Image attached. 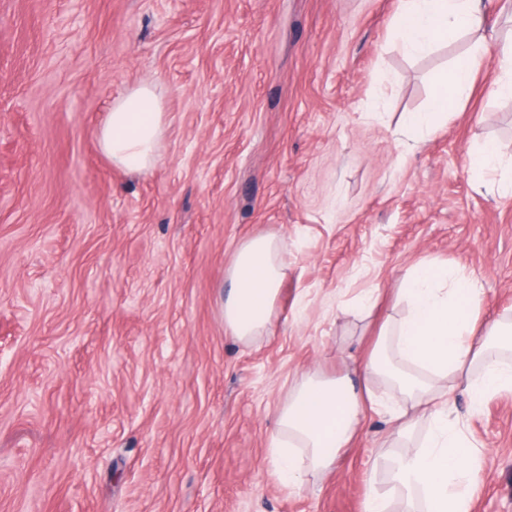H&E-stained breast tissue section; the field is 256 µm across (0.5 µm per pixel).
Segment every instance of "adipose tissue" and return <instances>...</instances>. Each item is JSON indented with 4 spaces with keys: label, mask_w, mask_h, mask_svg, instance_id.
I'll use <instances>...</instances> for the list:
<instances>
[{
    "label": "adipose tissue",
    "mask_w": 512,
    "mask_h": 512,
    "mask_svg": "<svg viewBox=\"0 0 512 512\" xmlns=\"http://www.w3.org/2000/svg\"><path fill=\"white\" fill-rule=\"evenodd\" d=\"M479 0H401L396 31L403 49L421 54L433 46L480 29ZM477 55L459 56L437 84L427 111L411 112L404 126L421 139L447 120L471 88ZM161 99L146 85L126 91L112 103L98 131V143L113 165L146 174L156 166L166 130ZM288 262L280 240L260 235L242 242L226 272L230 282L222 301L224 327L249 344L269 330ZM405 317L385 321L368 355L359 364L361 386L350 379L304 375L278 410L270 446L278 480L304 486L311 476L329 472L348 448L369 409L378 405L375 379L388 380L412 406L430 409L425 441L398 457L393 481L408 502L423 512H471V489L480 463L471 441L443 399L448 379L469 369L473 408L492 395L512 392V364L495 357L491 341L512 335V322L499 318L479 323L483 298L477 284L449 271L447 265L415 267L401 290Z\"/></svg>",
    "instance_id": "adipose-tissue-1"
}]
</instances>
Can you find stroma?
<instances>
[{"mask_svg": "<svg viewBox=\"0 0 512 512\" xmlns=\"http://www.w3.org/2000/svg\"><path fill=\"white\" fill-rule=\"evenodd\" d=\"M484 5L480 35L410 57L399 0H0V512H364L373 489L406 512L387 385L304 488L278 481L269 435L302 375L344 374L401 318L420 263L512 316V195L466 164L488 140L512 154V0ZM476 49L468 100L405 148L403 114ZM141 84L167 114L145 176L97 139ZM257 235L288 276L244 345L218 298ZM448 390L484 459L473 512H512V393L474 411Z\"/></svg>", "mask_w": 512, "mask_h": 512, "instance_id": "1", "label": "stroma"}]
</instances>
